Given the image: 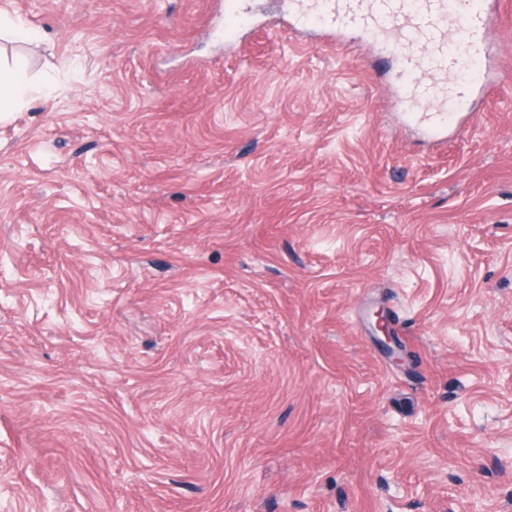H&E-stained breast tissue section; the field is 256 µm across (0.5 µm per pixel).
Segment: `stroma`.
Listing matches in <instances>:
<instances>
[{"label":"stroma","instance_id":"stroma-1","mask_svg":"<svg viewBox=\"0 0 512 512\" xmlns=\"http://www.w3.org/2000/svg\"><path fill=\"white\" fill-rule=\"evenodd\" d=\"M249 6L0 0V512H512V10L434 147ZM251 23L248 11L238 5V1H229L224 9V44L233 48L242 30ZM32 90L27 64L23 59L11 64L0 63V117L23 104Z\"/></svg>","mask_w":512,"mask_h":512}]
</instances>
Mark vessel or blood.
Masks as SVG:
<instances>
[{"label":"vessel or blood","mask_w":512,"mask_h":512,"mask_svg":"<svg viewBox=\"0 0 512 512\" xmlns=\"http://www.w3.org/2000/svg\"><path fill=\"white\" fill-rule=\"evenodd\" d=\"M496 0H289L288 9L306 25L324 29L336 43L346 38L375 44L399 63L397 107L438 138L458 123L471 94L485 88L492 60L486 48L488 32L498 18ZM251 23L237 0L224 9V43L235 46ZM478 70L448 96H437L420 82L422 72L450 75L466 60Z\"/></svg>","instance_id":"obj_1"}]
</instances>
